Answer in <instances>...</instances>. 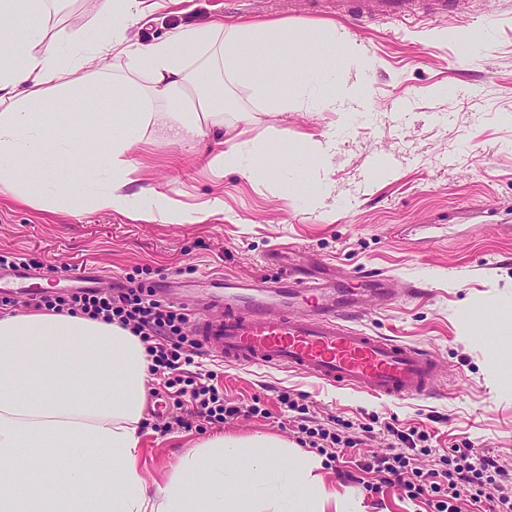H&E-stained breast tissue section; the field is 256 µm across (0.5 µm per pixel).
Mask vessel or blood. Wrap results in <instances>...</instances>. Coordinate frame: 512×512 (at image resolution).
Listing matches in <instances>:
<instances>
[{"label": "vessel or blood", "mask_w": 512, "mask_h": 512, "mask_svg": "<svg viewBox=\"0 0 512 512\" xmlns=\"http://www.w3.org/2000/svg\"><path fill=\"white\" fill-rule=\"evenodd\" d=\"M461 0H336L356 27L377 20L426 18L456 11ZM365 287L380 298L383 277L354 275L346 288L285 274L270 286L221 277L206 281L219 316L195 314L191 329L225 363L296 371L322 384L390 400L431 396L443 371L438 355L355 327Z\"/></svg>", "instance_id": "b4317fda"}]
</instances>
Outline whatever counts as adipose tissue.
I'll return each mask as SVG.
<instances>
[{"instance_id":"1","label":"adipose tissue","mask_w":512,"mask_h":512,"mask_svg":"<svg viewBox=\"0 0 512 512\" xmlns=\"http://www.w3.org/2000/svg\"><path fill=\"white\" fill-rule=\"evenodd\" d=\"M58 0H0V23L23 21L21 41L0 47V196L35 209L116 212L148 224H196L222 211L216 197L193 208L152 186L129 192L135 155L163 137L206 138L224 125V90L247 87L264 111L303 102L335 111L353 92L336 77L363 68L361 47L335 26L262 23L181 25L162 38L130 41V26L150 22L165 0H102L90 26L55 54L46 24ZM266 60L288 67L287 92L274 96ZM97 63L103 97L120 112L96 115L101 152L87 180L60 182L55 164L75 156L50 113L82 97L79 77ZM291 142L272 131L263 143L219 141L208 165L256 179L326 160L335 143ZM148 355L116 323L55 312L0 315V512H365L319 476L320 456L286 450L266 435L217 433L183 456L167 480L149 484L138 467L147 403Z\"/></svg>"}]
</instances>
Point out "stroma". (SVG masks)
Returning a JSON list of instances; mask_svg holds the SVG:
<instances>
[{"label":"stroma","mask_w":512,"mask_h":512,"mask_svg":"<svg viewBox=\"0 0 512 512\" xmlns=\"http://www.w3.org/2000/svg\"><path fill=\"white\" fill-rule=\"evenodd\" d=\"M280 18L330 22L334 15L313 0H178L129 35L149 41L177 23ZM90 20L82 0H61L52 30L59 48ZM349 35L368 66L341 69V82L364 91L344 111L273 117L247 89H227L224 98L225 125L249 140L273 128L292 140H322L347 113L356 114L326 165L312 161L260 180L235 171L219 177L206 164V145L148 144L143 184L180 205L223 199V212L204 223L144 224L98 211L74 216L0 197V254L20 258L43 295L67 290L54 274L64 266L96 268L107 288L131 276L149 287L175 276L192 289L219 274L268 279L287 271L341 280L380 272L396 296L385 307H366L357 327L435 351L446 364L435 395L390 401L294 371L198 357L185 374L216 373L225 398L244 410L221 424L160 433L159 424L179 410L156 396L163 380L151 377L140 454L149 483L165 482L182 456L220 430L296 443L278 398L283 391L301 398L320 421L342 420L341 435L362 438L321 475L338 493L362 500L365 512H424L397 484L357 470L358 460L386 446L389 422L427 433L430 452L417 461L423 470L439 467L462 441L512 468V0H470L463 19H388ZM120 109L93 93L60 106L71 135L88 151L99 147L90 134L95 113ZM473 310L488 316L495 336L473 335Z\"/></svg>","instance_id":"obj_1"}]
</instances>
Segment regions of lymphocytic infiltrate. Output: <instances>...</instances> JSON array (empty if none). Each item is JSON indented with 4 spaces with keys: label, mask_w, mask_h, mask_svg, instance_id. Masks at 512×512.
I'll use <instances>...</instances> for the list:
<instances>
[{
    "label": "lymphocytic infiltrate",
    "mask_w": 512,
    "mask_h": 512,
    "mask_svg": "<svg viewBox=\"0 0 512 512\" xmlns=\"http://www.w3.org/2000/svg\"><path fill=\"white\" fill-rule=\"evenodd\" d=\"M40 304L57 313L78 312L91 319L119 323L140 339L151 360L150 373L163 376L164 386L171 390L180 410L179 416L164 423V430H189L200 421L221 423L239 414V406L226 401L215 384L179 377V369L193 363L201 345L188 333L185 314L153 299L143 288L130 287L116 293H67L41 298ZM280 402L290 412L302 446L322 453L356 447V440L311 422L306 407L289 394H282ZM386 430L390 443L383 453L361 462L363 471L381 473L386 481L397 482L406 497L420 501L426 512H461L466 502L476 506L477 512H512V473L501 469L493 456L467 443L455 444L442 456L440 468L423 471L415 467L414 459L426 434L391 424ZM492 483L500 488L494 497L486 492Z\"/></svg>",
    "instance_id": "f902f5d3"
}]
</instances>
